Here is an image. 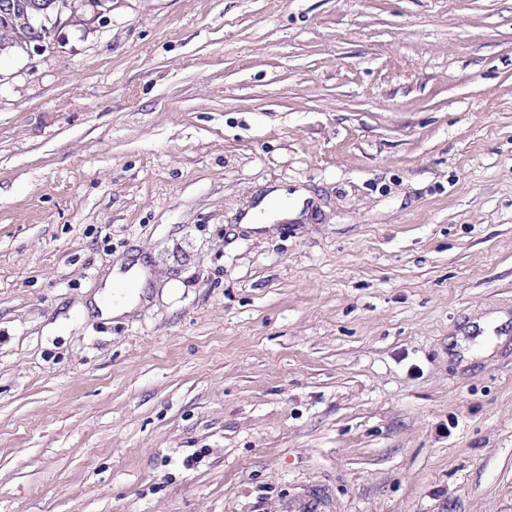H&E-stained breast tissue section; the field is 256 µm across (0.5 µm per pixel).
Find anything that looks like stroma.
<instances>
[{
	"label": "stroma",
	"instance_id": "obj_1",
	"mask_svg": "<svg viewBox=\"0 0 512 512\" xmlns=\"http://www.w3.org/2000/svg\"><path fill=\"white\" fill-rule=\"evenodd\" d=\"M111 6L0 54V512H512V0Z\"/></svg>",
	"mask_w": 512,
	"mask_h": 512
}]
</instances>
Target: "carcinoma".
<instances>
[{
	"label": "carcinoma",
	"instance_id": "carcinoma-1",
	"mask_svg": "<svg viewBox=\"0 0 512 512\" xmlns=\"http://www.w3.org/2000/svg\"><path fill=\"white\" fill-rule=\"evenodd\" d=\"M78 0H0V52L26 49L33 39V20L51 25L58 12L75 22L82 18Z\"/></svg>",
	"mask_w": 512,
	"mask_h": 512
}]
</instances>
